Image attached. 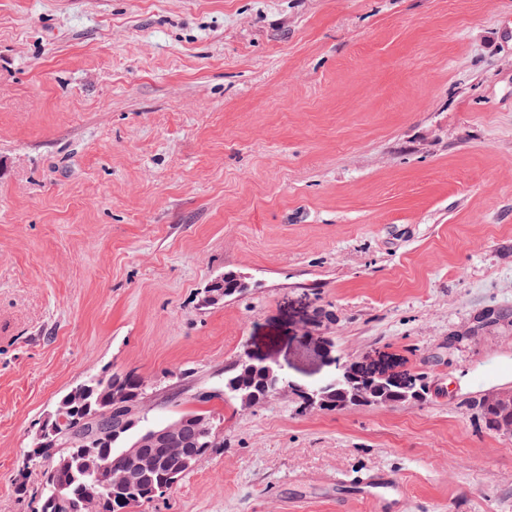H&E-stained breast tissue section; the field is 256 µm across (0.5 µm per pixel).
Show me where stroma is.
I'll use <instances>...</instances> for the list:
<instances>
[{
	"instance_id": "stroma-1",
	"label": "stroma",
	"mask_w": 512,
	"mask_h": 512,
	"mask_svg": "<svg viewBox=\"0 0 512 512\" xmlns=\"http://www.w3.org/2000/svg\"><path fill=\"white\" fill-rule=\"evenodd\" d=\"M327 340L427 398H216L248 353L322 381ZM129 370L224 442L133 512H337L368 471L512 512L472 407L512 386V0H0V512L56 401Z\"/></svg>"
}]
</instances>
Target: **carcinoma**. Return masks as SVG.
Masks as SVG:
<instances>
[{
    "instance_id": "obj_1",
    "label": "carcinoma",
    "mask_w": 512,
    "mask_h": 512,
    "mask_svg": "<svg viewBox=\"0 0 512 512\" xmlns=\"http://www.w3.org/2000/svg\"><path fill=\"white\" fill-rule=\"evenodd\" d=\"M213 290L219 295L229 291L237 296L243 288L236 282V277L226 274L223 278L212 282ZM275 375L259 363L236 362L224 369V394L212 393L201 396L202 401L208 402L220 396L233 402H238L242 395L249 396L252 406L263 403L268 397L274 395L272 384L281 389L286 388L283 382H274ZM80 395V406L85 410L84 416L65 418L59 425L55 437L38 447L27 451L31 457L29 464L22 465L25 474L16 481L18 496L25 497L29 492L28 479L31 470L44 462L56 465L60 459H70L69 470L57 475V479L68 480V488L59 500L53 496V482L44 477L40 495L35 498L34 512H111L105 500L88 499L85 497V488L94 481L96 470L81 456L76 455L77 444L92 435L99 429V423L90 419L96 412L111 410L109 397L114 391L125 393L131 400L144 399V383L142 378L134 371L111 374L104 378L97 375L90 376L83 383L74 387ZM324 399L326 410L342 411L353 406L377 405L396 407L407 403L417 402L422 394L396 389L393 387H364L356 401L345 399L336 391L333 380L324 384ZM479 418L486 430L497 434L512 433V409L503 406L493 399L483 396L474 403ZM199 413L192 412L182 415L176 420L172 441L164 447L153 445L144 448L145 453L157 458L158 466L145 475L128 493V497L136 503L151 502L163 494V487L168 485L171 473L182 477L189 472L183 467L185 456L194 454L201 459L208 452L223 447L215 432L206 433L197 426L195 420ZM151 426L148 411L143 410L140 415L131 419L112 414V433L114 438L96 448L97 459L109 466L113 472H131L136 469V463L121 454V449L130 442L139 438L142 432Z\"/></svg>"
}]
</instances>
